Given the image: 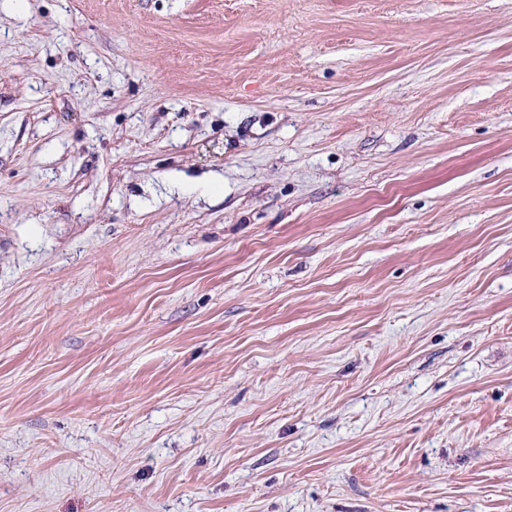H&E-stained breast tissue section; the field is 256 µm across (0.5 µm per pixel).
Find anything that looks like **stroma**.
Here are the masks:
<instances>
[{
    "mask_svg": "<svg viewBox=\"0 0 512 512\" xmlns=\"http://www.w3.org/2000/svg\"><path fill=\"white\" fill-rule=\"evenodd\" d=\"M0 512H512V0H0Z\"/></svg>",
    "mask_w": 512,
    "mask_h": 512,
    "instance_id": "1",
    "label": "stroma"
}]
</instances>
